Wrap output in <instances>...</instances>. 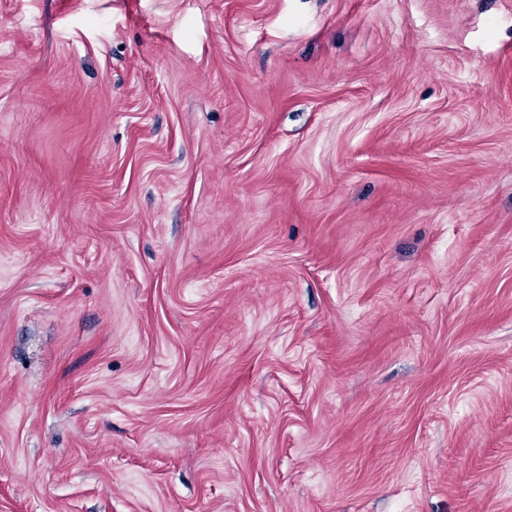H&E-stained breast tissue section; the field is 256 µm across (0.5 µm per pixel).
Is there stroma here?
I'll list each match as a JSON object with an SVG mask.
<instances>
[{"mask_svg":"<svg viewBox=\"0 0 512 512\" xmlns=\"http://www.w3.org/2000/svg\"><path fill=\"white\" fill-rule=\"evenodd\" d=\"M0 512H512V0H0Z\"/></svg>","mask_w":512,"mask_h":512,"instance_id":"obj_1","label":"stroma"}]
</instances>
